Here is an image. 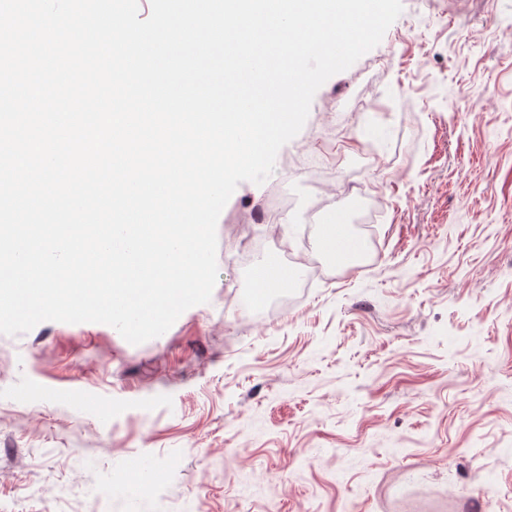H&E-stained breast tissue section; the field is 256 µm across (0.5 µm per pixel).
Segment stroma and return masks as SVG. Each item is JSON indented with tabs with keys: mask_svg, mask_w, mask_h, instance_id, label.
Wrapping results in <instances>:
<instances>
[{
	"mask_svg": "<svg viewBox=\"0 0 512 512\" xmlns=\"http://www.w3.org/2000/svg\"><path fill=\"white\" fill-rule=\"evenodd\" d=\"M344 215L365 261L315 250ZM292 281L261 304L252 271ZM139 345L0 334V512H512V0H403ZM147 462L157 494L119 487Z\"/></svg>",
	"mask_w": 512,
	"mask_h": 512,
	"instance_id": "stroma-1",
	"label": "stroma"
}]
</instances>
